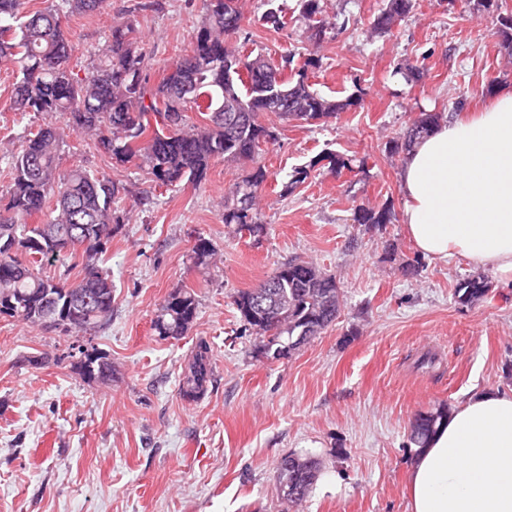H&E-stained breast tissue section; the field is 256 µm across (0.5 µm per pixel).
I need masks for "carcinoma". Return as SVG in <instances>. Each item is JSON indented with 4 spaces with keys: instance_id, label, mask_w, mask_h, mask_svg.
Instances as JSON below:
<instances>
[{
    "instance_id": "cac0c4a2",
    "label": "carcinoma",
    "mask_w": 512,
    "mask_h": 512,
    "mask_svg": "<svg viewBox=\"0 0 512 512\" xmlns=\"http://www.w3.org/2000/svg\"><path fill=\"white\" fill-rule=\"evenodd\" d=\"M103 0H52L43 11L27 13L24 0H0V61L16 67L11 108L20 115L36 112L61 115L64 125L47 122L32 132L23 131L22 143L0 153L11 172L6 194H0V317L65 331L99 327L112 318V277L99 266L112 241L114 226L123 223L115 208L120 186L105 177L75 166L60 168V152L67 132L91 137L117 163L136 162L153 181L164 186L202 181L212 160L254 162L262 145L276 138L273 118L282 125L292 121L326 123L357 104L358 98L327 97L309 83L308 71L318 60L294 63L288 54L275 63L261 53L246 52L250 41L242 36L241 0H204L205 14L185 54L163 69L154 85L146 72L144 55L135 37L131 16L146 7L138 3L130 18L112 23L105 48L93 54L84 76L74 73L73 47L65 26L73 14L93 13ZM416 0H386L370 22L373 33H387L407 17ZM300 18L309 40L320 44L336 29V19L323 14L320 0H301ZM260 21L268 29L286 26L280 8H267ZM504 54L512 56V12L500 16ZM279 94L285 105L276 110L270 96ZM205 116L190 123L187 112ZM440 115L422 112L401 139H392L388 151H407L438 125ZM337 174L352 169V159L341 154L324 156ZM259 165L224 193V223L258 233V190L266 181ZM53 202L54 216L40 215ZM387 207L366 203L355 206L353 221L371 231L392 222ZM194 259L206 264L216 255L206 238L193 247ZM70 264L64 276L46 274L58 261ZM79 269L69 281L72 269ZM489 282L472 275L457 282L455 295L462 303L485 296ZM155 322L159 333L181 336L196 317L194 296L187 291L169 295ZM241 318L276 350L297 336L316 337L341 313L343 299L336 276L303 259L279 266L257 287L239 292L233 300ZM85 379H105L109 362L99 355L85 357ZM209 375L208 346L199 353L183 379L187 394L204 390ZM447 418L446 411L417 415L410 439L422 445ZM277 466L279 479L296 488L290 503L304 500L316 480Z\"/></svg>"
}]
</instances>
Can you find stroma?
Returning <instances> with one entry per match:
<instances>
[{"label":"stroma","mask_w":512,"mask_h":512,"mask_svg":"<svg viewBox=\"0 0 512 512\" xmlns=\"http://www.w3.org/2000/svg\"><path fill=\"white\" fill-rule=\"evenodd\" d=\"M242 2L249 49L317 57L315 89L361 101L325 124L291 122L265 146L257 237L224 222V192L246 166L218 159L200 184L159 187L135 163L116 164L69 135L62 167L84 166L124 188L117 207L127 220L103 256L112 319L64 332L0 318V512H410L417 414L512 389V281L490 275L487 296L456 301L457 281L473 269L417 252L402 220L406 156L386 150L420 113L475 109L491 88L512 87L497 7L417 0L391 32L374 35L369 22L385 0H321L338 26L317 46L297 0H278L288 25L277 32L261 25V0ZM133 3L104 0L96 13L70 16L75 73ZM203 15V0H157L137 13L151 81L188 49ZM409 60L423 66L420 81L396 75ZM13 80V65L0 63V147L18 146L24 127L45 121L10 110ZM328 152L352 157V170L320 165ZM307 164L310 178L288 189L292 170ZM144 192L150 204L134 205ZM362 202L390 206L394 222L363 232L353 221ZM200 237L216 262L195 263ZM294 258L335 274L344 306L297 353L270 361L233 300ZM409 262L417 277L403 274ZM177 290L194 294L196 317L184 335H160L155 321ZM202 343L210 377L194 399L183 377ZM86 350L111 363L110 378L84 379ZM427 353L436 364L419 366ZM289 454L322 461L298 505L276 484Z\"/></svg>","instance_id":"obj_1"}]
</instances>
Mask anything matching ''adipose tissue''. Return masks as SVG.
I'll return each instance as SVG.
<instances>
[{"label":"adipose tissue","instance_id":"adipose-tissue-1","mask_svg":"<svg viewBox=\"0 0 512 512\" xmlns=\"http://www.w3.org/2000/svg\"><path fill=\"white\" fill-rule=\"evenodd\" d=\"M403 222L426 257L465 258L512 280V88L449 117L401 171ZM411 512H512V392L469 396L416 449Z\"/></svg>","mask_w":512,"mask_h":512}]
</instances>
